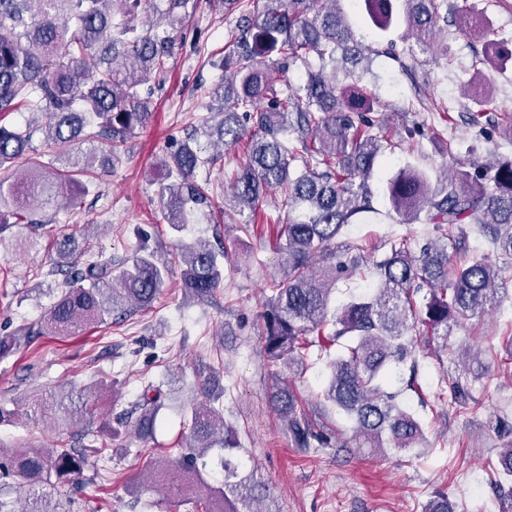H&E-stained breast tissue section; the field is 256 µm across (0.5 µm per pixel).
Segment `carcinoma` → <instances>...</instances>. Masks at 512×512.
Returning <instances> with one entry per match:
<instances>
[{
    "label": "carcinoma",
    "instance_id": "obj_1",
    "mask_svg": "<svg viewBox=\"0 0 512 512\" xmlns=\"http://www.w3.org/2000/svg\"><path fill=\"white\" fill-rule=\"evenodd\" d=\"M341 0H215V8L239 14L242 29L232 49L212 65L221 80L205 91L208 109L222 116L201 119L195 131L226 148L254 127L245 161L231 173V193L224 194V214L254 209L272 190L283 196L288 223L282 225V250L288 256L283 277L273 282L264 312V349L269 361L288 368L306 365L314 343L349 341L329 362L324 402L352 422L357 450L393 448L411 452L428 447L421 423L384 389L392 368L416 358L413 333L425 328V343L448 344L450 324L479 318L509 298L498 287L501 265L512 263V157L494 158L473 171L460 168L435 185L431 174L412 166L399 169L386 183L392 210L412 223L426 212L434 235L416 243L402 236L389 241L384 256L372 264L368 291L336 304V281L361 273L362 251L345 245L346 260L316 270L317 260L336 257V238L361 214L373 213L370 180L377 158L394 147L386 125L375 117V98L360 86L361 72L348 69L336 77V61L356 66L371 61L374 50L355 39ZM382 34L398 27L426 47L440 19L448 17L447 0H355ZM188 0H0V115L24 108L41 115L42 155L34 151L31 126L21 130L0 124V224H22L37 231L40 214L50 208L74 209L95 174L97 152L72 155L63 150L77 141L104 145L100 169L123 161L127 143L151 116L149 80L167 73L174 39L160 20L180 23ZM157 20L139 24L142 6ZM465 32L491 34L487 18L463 4L455 7ZM484 63L501 69L512 51L488 42ZM306 67L304 84L283 90L286 70ZM331 69H326V65ZM216 161L197 144L184 141L164 162L167 184L158 195L163 221L180 233L194 223L197 210L212 207L209 187L196 172ZM27 163V175L10 169ZM477 226L487 251L449 264L448 240L464 239ZM138 247L131 264L115 271L112 257H91L75 235L56 243L49 274L63 279L41 318L0 334V359L17 353L36 337L70 336L92 324L120 319L151 307L168 276V264L150 249L151 233L137 228ZM181 288L200 302L211 299L224 278L227 252L206 238L183 245ZM462 374L448 377L454 403L468 399L466 374L485 375L490 366L480 348L464 351ZM210 372L199 387L202 399L191 408L185 449L176 466L153 464L149 487L178 491L208 489L195 500L194 512H279L264 481L246 474L235 461L240 448L235 431L224 424ZM163 393L145 386L121 424L140 440L153 438ZM273 411L298 448L331 442L333 430L306 410L290 381L276 380L269 391ZM33 415L48 418L62 430L77 429V443L12 451L0 450V512H77L72 489L82 484L91 458L104 449L98 437L113 433L107 422L95 423V406L74 393L32 397ZM500 474L512 480V440L502 448ZM22 491L24 508L7 499Z\"/></svg>",
    "mask_w": 512,
    "mask_h": 512
}]
</instances>
